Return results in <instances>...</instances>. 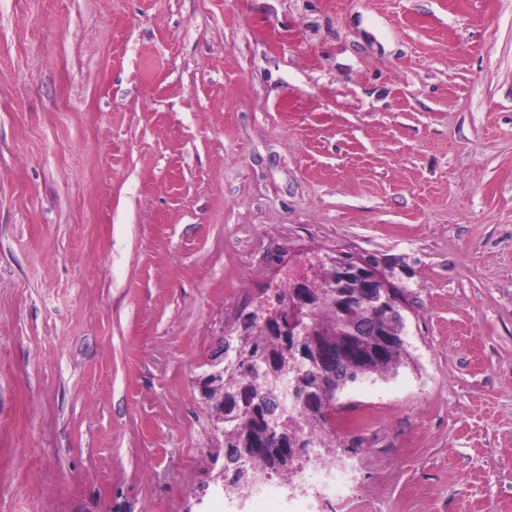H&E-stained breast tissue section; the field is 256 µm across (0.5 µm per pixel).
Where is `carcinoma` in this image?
I'll return each mask as SVG.
<instances>
[{
    "label": "carcinoma",
    "instance_id": "cac0c4a2",
    "mask_svg": "<svg viewBox=\"0 0 512 512\" xmlns=\"http://www.w3.org/2000/svg\"><path fill=\"white\" fill-rule=\"evenodd\" d=\"M318 295L312 312L313 335L308 337L310 358L324 349L335 352L331 368L308 367L298 373L294 369L296 348L288 337L274 333L246 332V317L239 319L237 335L224 337V345H232L250 353L255 361H264V370L247 373L240 368L224 369V379L212 387L208 407L223 402L224 407V469L234 475L239 462L248 457L253 470L263 473H293L285 461L288 449L300 441L316 439L322 448L335 447L331 416L336 401L347 384L385 375L407 363L408 352L399 336V322L387 321L383 312L375 313L379 323L365 332L360 318L365 305L348 298L354 285L347 280L336 281ZM345 296L338 307L332 304L331 289ZM388 327L394 336L388 346L380 347L373 329ZM299 375L305 384L306 399L292 412L280 414L274 400L280 377Z\"/></svg>",
    "mask_w": 512,
    "mask_h": 512
}]
</instances>
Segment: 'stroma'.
Here are the masks:
<instances>
[{
	"instance_id": "obj_1",
	"label": "stroma",
	"mask_w": 512,
	"mask_h": 512,
	"mask_svg": "<svg viewBox=\"0 0 512 512\" xmlns=\"http://www.w3.org/2000/svg\"><path fill=\"white\" fill-rule=\"evenodd\" d=\"M335 255L350 486L218 499L217 340ZM0 512H512V0H0Z\"/></svg>"
}]
</instances>
